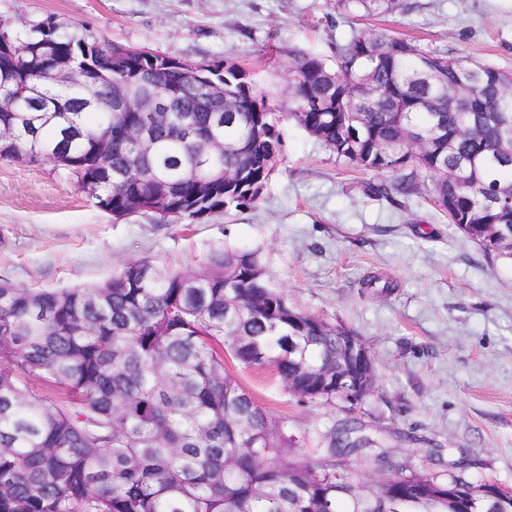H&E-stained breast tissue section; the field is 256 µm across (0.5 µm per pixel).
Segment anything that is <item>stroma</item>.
<instances>
[{
    "label": "stroma",
    "mask_w": 512,
    "mask_h": 512,
    "mask_svg": "<svg viewBox=\"0 0 512 512\" xmlns=\"http://www.w3.org/2000/svg\"><path fill=\"white\" fill-rule=\"evenodd\" d=\"M0 21L52 22L186 62L241 66L278 111L293 109L288 61L332 58L382 27L512 73V0H0ZM259 200L190 224L97 209L67 171L0 161V280L28 288L104 282L130 262L197 273L224 248L257 253L295 309L357 334L375 366L357 404L303 401L267 371L224 367L297 440L290 459L324 460L355 418L369 444L345 458L356 479L385 460L512 487V258L486 255L431 194L370 199L372 173L339 161L294 121ZM390 285L368 286L369 277Z\"/></svg>",
    "instance_id": "1"
}]
</instances>
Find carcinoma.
I'll return each mask as SVG.
<instances>
[{"instance_id": "cac0c4a2", "label": "carcinoma", "mask_w": 512, "mask_h": 512, "mask_svg": "<svg viewBox=\"0 0 512 512\" xmlns=\"http://www.w3.org/2000/svg\"><path fill=\"white\" fill-rule=\"evenodd\" d=\"M16 48L4 79L39 82L25 112H0V160L49 161L97 180L109 214L160 203L196 222L250 205L280 161L276 113L244 70L210 63L196 80L177 59L112 45L53 23L4 27ZM288 116L347 164L374 173L376 197L430 192L448 222L487 254L512 256L496 232L512 226V75L445 50L423 51L385 28L353 37L329 62L289 63ZM123 82L147 101L174 89L165 112H112ZM231 95L230 111H212ZM154 142L141 151L131 129ZM217 140L224 150L208 151ZM111 148L108 166L98 149ZM254 252L226 248L202 272L131 262L84 288L0 281V512H448V484L410 473L366 486L336 464L288 460L297 443L224 369V355L271 371L305 399L336 401L341 337L354 332L290 315ZM345 421L328 448L368 444Z\"/></svg>"}]
</instances>
